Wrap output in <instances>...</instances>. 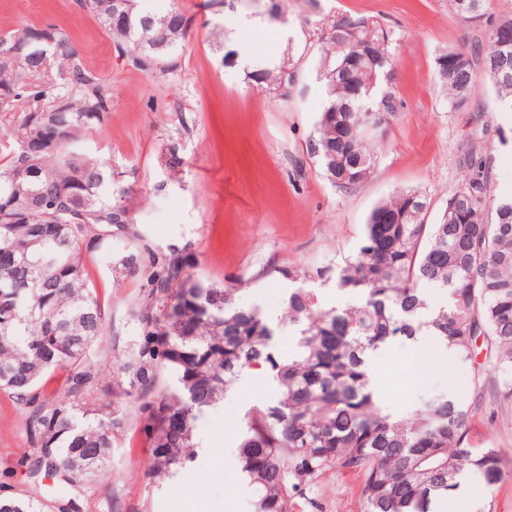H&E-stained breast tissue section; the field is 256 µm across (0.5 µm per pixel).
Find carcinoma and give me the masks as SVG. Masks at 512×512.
Masks as SVG:
<instances>
[{"label": "carcinoma", "instance_id": "obj_1", "mask_svg": "<svg viewBox=\"0 0 512 512\" xmlns=\"http://www.w3.org/2000/svg\"><path fill=\"white\" fill-rule=\"evenodd\" d=\"M109 31L122 55L144 71H163L189 36L192 19L176 5L145 13L131 3L78 0ZM461 16L483 22L475 48H450L436 68L454 112L469 109L486 82L512 111V55L502 58L496 31H512L489 0H450ZM366 16L328 13L314 27L324 104L312 147L326 178L352 189L372 175L374 138L398 111L391 85L396 32ZM35 50L18 57L14 41ZM286 54L252 64L248 83L270 96L296 81ZM112 112L111 97L85 70L68 32L56 25L0 36V134L11 141L0 161V392L20 412L28 443L22 465L29 494L0 495V512H86L95 484L109 475L112 448L137 405L151 436L149 477L191 469L197 421L238 383L245 369L264 371L276 399L244 415L234 462L250 492L251 512H292L324 472L360 478L361 512H431L467 473L486 487L502 478L500 449L476 448L475 412L487 397L512 407V195L492 190V158L464 153L463 186L448 194L437 223L430 199L399 191L371 211L357 250L336 266V289L355 296L329 307L307 276L277 273L288 292L279 324L293 347L275 345L271 321L237 304L236 288L198 278L186 248L141 243L112 164L77 148ZM183 166L171 142L165 167ZM131 247L112 255V241ZM106 253L109 275L141 282L133 333L111 375L112 307L94 287L93 253ZM445 296L433 307L424 287ZM428 332L452 364H471V395H428L406 417L385 412L369 354ZM62 372L60 380L54 374ZM67 489L51 498L43 478Z\"/></svg>", "mask_w": 512, "mask_h": 512}]
</instances>
